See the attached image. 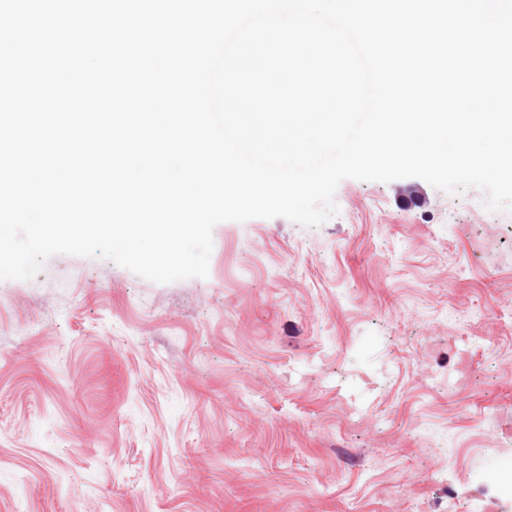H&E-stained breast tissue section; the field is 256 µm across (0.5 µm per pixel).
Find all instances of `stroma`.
Segmentation results:
<instances>
[{
  "label": "stroma",
  "mask_w": 512,
  "mask_h": 512,
  "mask_svg": "<svg viewBox=\"0 0 512 512\" xmlns=\"http://www.w3.org/2000/svg\"><path fill=\"white\" fill-rule=\"evenodd\" d=\"M343 180L207 278L0 281V512H512V213Z\"/></svg>",
  "instance_id": "1"
}]
</instances>
